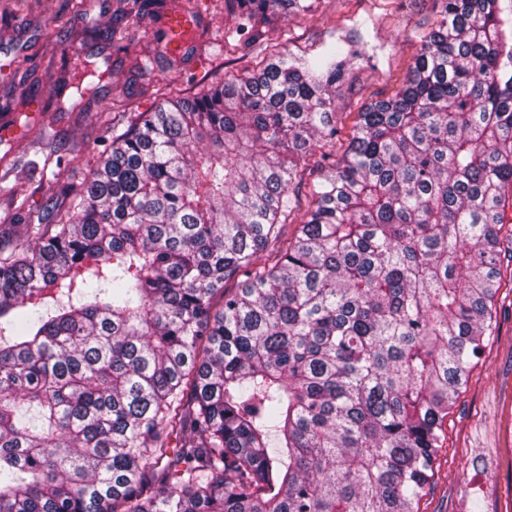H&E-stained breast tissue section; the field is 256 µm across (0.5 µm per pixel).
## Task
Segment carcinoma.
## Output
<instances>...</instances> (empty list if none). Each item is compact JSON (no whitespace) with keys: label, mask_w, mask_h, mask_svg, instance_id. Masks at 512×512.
Here are the masks:
<instances>
[{"label":"carcinoma","mask_w":512,"mask_h":512,"mask_svg":"<svg viewBox=\"0 0 512 512\" xmlns=\"http://www.w3.org/2000/svg\"><path fill=\"white\" fill-rule=\"evenodd\" d=\"M504 25L441 0L330 168L360 38L165 97L49 195L0 257V512H419L512 260Z\"/></svg>","instance_id":"carcinoma-1"}]
</instances>
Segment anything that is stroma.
Instances as JSON below:
<instances>
[{"instance_id":"obj_1","label":"stroma","mask_w":512,"mask_h":512,"mask_svg":"<svg viewBox=\"0 0 512 512\" xmlns=\"http://www.w3.org/2000/svg\"><path fill=\"white\" fill-rule=\"evenodd\" d=\"M180 2L134 0L140 18L117 47L105 35L117 0H0V13L9 16L0 22V127L10 131L0 140V218L37 215L48 182L81 184L86 163L109 149L113 129H125L131 113L154 111L168 89L190 94L200 82L241 74L267 46L300 56L358 30L367 34L375 57L351 69L334 101L337 118L352 126L363 104L394 93L422 22L437 9L436 0H316L312 13L288 17L260 42L241 46L224 34V0H190L199 22L196 43L171 67L157 33L163 13ZM143 53L152 59L148 77L131 65ZM65 54L113 72L111 82L77 107L72 88H55L65 76ZM30 94L40 101V143L12 126L11 106ZM73 147L81 150V163L60 162L59 149ZM500 268L495 330L443 422L434 484L419 512H512V263Z\"/></svg>"}]
</instances>
